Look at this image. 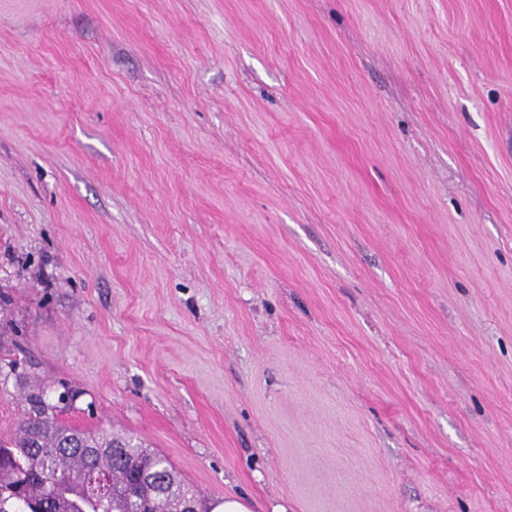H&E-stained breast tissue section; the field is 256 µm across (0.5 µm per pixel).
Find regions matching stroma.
<instances>
[{
    "label": "stroma",
    "instance_id": "stroma-1",
    "mask_svg": "<svg viewBox=\"0 0 512 512\" xmlns=\"http://www.w3.org/2000/svg\"><path fill=\"white\" fill-rule=\"evenodd\" d=\"M13 359L209 504L512 512V0H0Z\"/></svg>",
    "mask_w": 512,
    "mask_h": 512
}]
</instances>
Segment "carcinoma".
I'll use <instances>...</instances> for the list:
<instances>
[{"instance_id": "cac0c4a2", "label": "carcinoma", "mask_w": 512, "mask_h": 512, "mask_svg": "<svg viewBox=\"0 0 512 512\" xmlns=\"http://www.w3.org/2000/svg\"><path fill=\"white\" fill-rule=\"evenodd\" d=\"M64 410L44 387L26 392L17 428L0 436V512H170L186 499L212 512L164 456L130 437L71 428ZM93 470L106 473L109 492L86 488Z\"/></svg>"}]
</instances>
